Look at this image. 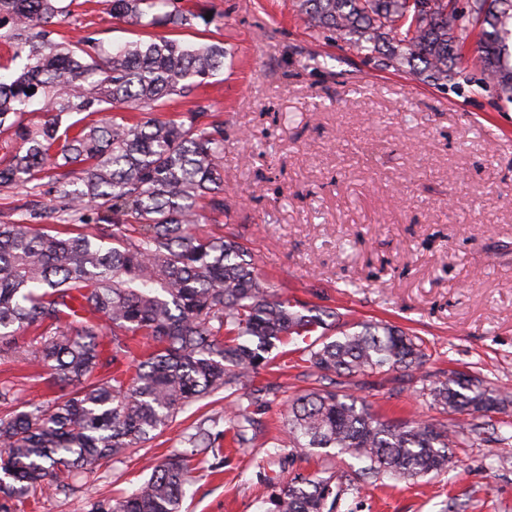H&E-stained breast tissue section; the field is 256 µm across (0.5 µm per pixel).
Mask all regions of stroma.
I'll list each match as a JSON object with an SVG mask.
<instances>
[{"label": "stroma", "instance_id": "1", "mask_svg": "<svg viewBox=\"0 0 512 512\" xmlns=\"http://www.w3.org/2000/svg\"><path fill=\"white\" fill-rule=\"evenodd\" d=\"M211 12L179 39L223 43L224 67L194 95L162 110L173 118L207 99L224 123L226 231L240 235L258 273L288 298L329 307L345 321H382L421 337L418 370L359 377L352 392L371 413L395 421L448 424L454 414L420 396L423 378L477 374L512 392V104L478 86L469 54L447 87L381 68L341 41L317 37L295 0H179ZM58 29L97 31L104 48L145 30L112 16L109 0H75ZM305 341L272 353L257 382L275 379L278 397L252 411L260 432L250 448L221 437L196 456L182 512H265L295 474L353 472L360 463L335 449L282 459L280 439L294 397L319 388ZM21 401L58 396L45 369L0 360V381ZM232 398L193 403L163 433L129 449L65 493H30L19 512H91L131 494L204 417L223 421ZM507 443L456 449L447 472L414 482L366 486L353 512H512V429Z\"/></svg>", "mask_w": 512, "mask_h": 512}]
</instances>
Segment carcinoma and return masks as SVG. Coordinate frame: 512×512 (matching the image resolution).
<instances>
[{"label":"carcinoma","mask_w":512,"mask_h":512,"mask_svg":"<svg viewBox=\"0 0 512 512\" xmlns=\"http://www.w3.org/2000/svg\"><path fill=\"white\" fill-rule=\"evenodd\" d=\"M309 27L376 55L378 65L445 86L474 51L478 82L512 103V0H297ZM65 0H0V134L18 148L0 164V187L25 191L21 220L0 223V355L51 371L57 401L27 404L0 384V509L31 489H70L72 473L152 440L194 402L249 389L274 393L254 374L280 345L333 330L335 310L290 301L262 282L234 235L200 236L206 213L222 215L224 123L199 102L177 119L149 116L224 67V46L167 35L110 51L88 31L57 38ZM112 17L141 28L210 24L176 0H112ZM32 93H26V90ZM39 104L45 120L23 122ZM94 226L91 233L55 230ZM423 340L386 323H363L308 345L327 384L294 398L276 454L335 448L357 472L297 476L267 512H338L349 491L386 478L448 469L451 448L487 441L475 413L505 414L512 395L478 375L422 383L433 404L462 418L449 425L389 421L346 392L359 376L417 368ZM227 431L250 448L258 426L231 408ZM216 421L201 420L150 477L117 504L93 512H181L193 457L214 447Z\"/></svg>","instance_id":"carcinoma-1"}]
</instances>
